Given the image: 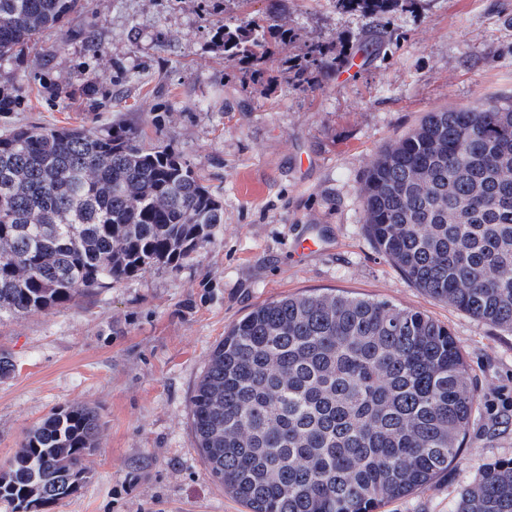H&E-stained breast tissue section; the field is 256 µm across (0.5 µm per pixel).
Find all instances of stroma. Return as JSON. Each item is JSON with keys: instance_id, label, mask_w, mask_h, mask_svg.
Returning a JSON list of instances; mask_svg holds the SVG:
<instances>
[{"instance_id": "stroma-1", "label": "stroma", "mask_w": 512, "mask_h": 512, "mask_svg": "<svg viewBox=\"0 0 512 512\" xmlns=\"http://www.w3.org/2000/svg\"><path fill=\"white\" fill-rule=\"evenodd\" d=\"M269 0H81L61 32L0 63L23 89L10 124L104 130L189 161L224 222L179 268L114 282L77 304L0 320V463L74 403L93 409L88 479L50 512H246L211 479L191 426L195 387L225 331L293 294L349 292L451 330L476 402L459 459L380 512H454L484 466L512 459V331L416 288L376 249L360 188L377 153L427 112L512 97V0H415L389 15L362 68L296 86L305 43L357 44L365 21L332 0H285L301 41L244 79L212 35ZM97 52H90V45ZM316 252H298L305 238Z\"/></svg>"}]
</instances>
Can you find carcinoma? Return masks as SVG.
<instances>
[{"label":"carcinoma","mask_w":512,"mask_h":512,"mask_svg":"<svg viewBox=\"0 0 512 512\" xmlns=\"http://www.w3.org/2000/svg\"><path fill=\"white\" fill-rule=\"evenodd\" d=\"M80 0H0V60L60 27ZM414 0H333L368 21L354 53L304 46L322 74L367 64L384 19ZM282 0L223 28L224 56L258 80L298 40ZM19 89L0 90V117ZM378 252L432 298L512 330V101L430 112L370 164L361 190ZM224 223L223 203L166 146L105 131L0 133V319L178 267ZM475 403L448 326L390 301L288 296L236 322L211 354L191 425L212 480L247 512H378L448 468ZM98 418L84 405L31 428L0 465L11 512H48L86 479ZM455 512H512V460L463 490Z\"/></svg>","instance_id":"cac0c4a2"}]
</instances>
